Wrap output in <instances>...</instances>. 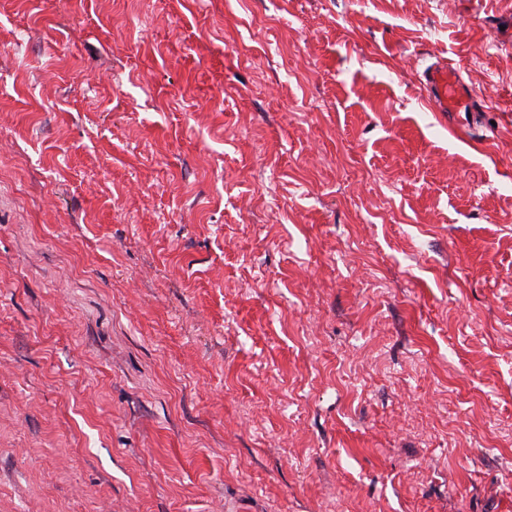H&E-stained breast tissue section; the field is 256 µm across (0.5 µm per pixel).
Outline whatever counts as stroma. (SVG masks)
<instances>
[{"instance_id":"1","label":"stroma","mask_w":512,"mask_h":512,"mask_svg":"<svg viewBox=\"0 0 512 512\" xmlns=\"http://www.w3.org/2000/svg\"><path fill=\"white\" fill-rule=\"evenodd\" d=\"M0 512H512V0H0ZM425 87L438 112H479L452 64L439 62L424 72Z\"/></svg>"}]
</instances>
